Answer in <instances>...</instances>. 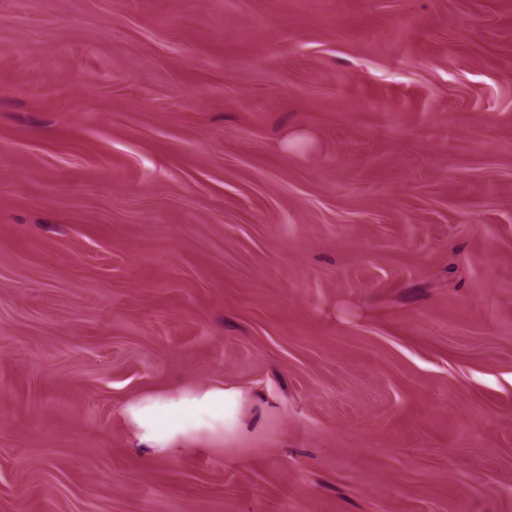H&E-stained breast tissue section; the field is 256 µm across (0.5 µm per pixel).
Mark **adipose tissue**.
<instances>
[{
  "instance_id": "obj_1",
  "label": "adipose tissue",
  "mask_w": 512,
  "mask_h": 512,
  "mask_svg": "<svg viewBox=\"0 0 512 512\" xmlns=\"http://www.w3.org/2000/svg\"><path fill=\"white\" fill-rule=\"evenodd\" d=\"M274 403H260L236 385L182 386L129 400L123 421L138 447L175 457L235 444L265 431Z\"/></svg>"
}]
</instances>
